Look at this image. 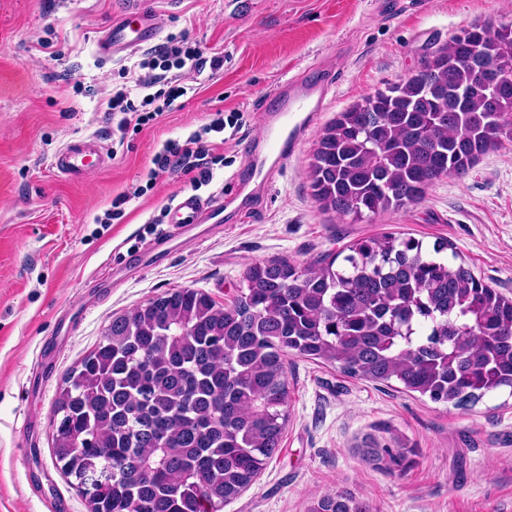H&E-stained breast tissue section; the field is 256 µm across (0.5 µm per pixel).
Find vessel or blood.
I'll list each match as a JSON object with an SVG mask.
<instances>
[{"label":"vessel or blood","mask_w":512,"mask_h":512,"mask_svg":"<svg viewBox=\"0 0 512 512\" xmlns=\"http://www.w3.org/2000/svg\"><path fill=\"white\" fill-rule=\"evenodd\" d=\"M159 33L160 26L155 15L141 7L138 0H131L101 38L99 51L106 58L119 57L155 43ZM329 91L330 86L326 83L313 85L296 78L282 82L278 94L279 107L263 115L267 153L278 160H285L294 149L304 126L313 119ZM91 155L102 163L108 159L107 152L100 146L71 144L57 153L54 165L61 173L80 175L84 173L86 159ZM171 212L177 223L189 226L219 224L224 220L223 203L205 204L192 195L183 197L172 206Z\"/></svg>","instance_id":"b4317fda"}]
</instances>
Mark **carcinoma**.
<instances>
[{"label": "carcinoma", "instance_id": "cac0c4a2", "mask_svg": "<svg viewBox=\"0 0 512 512\" xmlns=\"http://www.w3.org/2000/svg\"><path fill=\"white\" fill-rule=\"evenodd\" d=\"M480 41L512 65V27L472 25L404 82L338 113L311 164L326 210L377 215L512 142V94L491 97L470 58ZM414 237H368L345 264H252L227 305L177 288L112 319L65 376L52 454L89 512H220L260 475L288 422V356L356 379L396 382L465 406L512 393V298ZM363 457L405 453L368 438ZM308 512H370L348 491Z\"/></svg>", "mask_w": 512, "mask_h": 512}]
</instances>
